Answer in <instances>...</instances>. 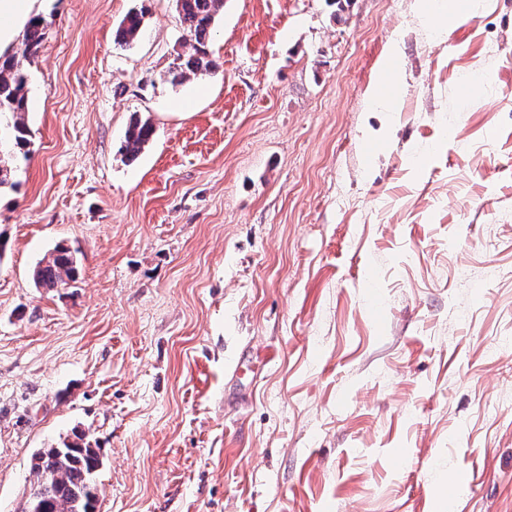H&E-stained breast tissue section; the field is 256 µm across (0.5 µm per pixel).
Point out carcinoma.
<instances>
[{"instance_id":"cac0c4a2","label":"carcinoma","mask_w":512,"mask_h":512,"mask_svg":"<svg viewBox=\"0 0 512 512\" xmlns=\"http://www.w3.org/2000/svg\"><path fill=\"white\" fill-rule=\"evenodd\" d=\"M175 10L184 27L192 51L177 54L169 69L172 80L189 75L205 77L217 69L209 58L207 41L212 35L216 17L224 0H174ZM143 29V14L129 13L121 21L118 42L130 45ZM45 26L36 18L26 29L21 44L10 54L0 56V115L11 119L8 147L0 148V190L14 188V164L27 157L28 129L24 121L28 110L30 74L26 62L34 57L44 40ZM154 136L151 122L134 121L127 132L124 151L137 156ZM79 259L69 248L57 246L50 258L34 269V281L42 288H56L76 279ZM73 440L64 450L42 448L31 458V471L36 482L31 485L28 512H98L99 490L96 478L103 466L101 448L92 444L79 429L72 430Z\"/></svg>"}]
</instances>
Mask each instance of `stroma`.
I'll use <instances>...</instances> for the list:
<instances>
[{"label": "stroma", "instance_id": "stroma-1", "mask_svg": "<svg viewBox=\"0 0 512 512\" xmlns=\"http://www.w3.org/2000/svg\"><path fill=\"white\" fill-rule=\"evenodd\" d=\"M423 2L224 0L218 71L174 84L172 0H43L0 191V512L76 427L99 512H512V0L444 39ZM60 244L77 280L36 286ZM143 29V14L128 13L121 21L117 34L121 45L129 46L136 41ZM153 136L154 128L151 122L134 121L128 129L124 142L125 154L131 158L137 156Z\"/></svg>", "mask_w": 512, "mask_h": 512}]
</instances>
